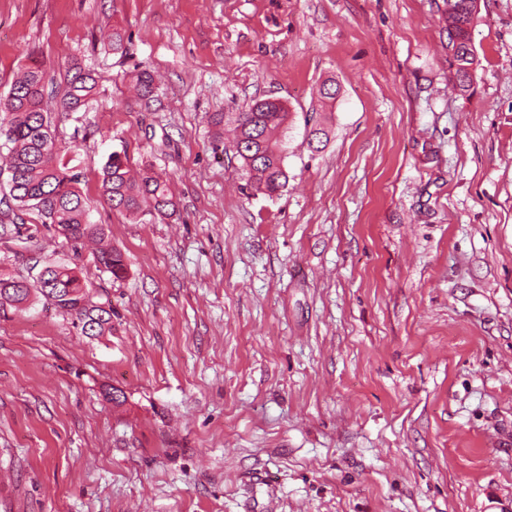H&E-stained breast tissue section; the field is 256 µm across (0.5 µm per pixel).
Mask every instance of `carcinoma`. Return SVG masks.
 Instances as JSON below:
<instances>
[{"instance_id": "cac0c4a2", "label": "carcinoma", "mask_w": 512, "mask_h": 512, "mask_svg": "<svg viewBox=\"0 0 512 512\" xmlns=\"http://www.w3.org/2000/svg\"><path fill=\"white\" fill-rule=\"evenodd\" d=\"M448 3V62L453 70V87H468L471 72L478 64L470 43L469 29L477 13V0H446ZM138 97L152 94L153 78L142 71L134 76ZM96 79L79 64H72L65 77V91L55 108L45 102L43 72L35 65L26 67L12 81L7 96L0 99V136L5 137L6 153L0 152L4 166L1 184L0 235L16 234L31 242L38 225L53 229L79 254L84 243L102 242L106 229L87 219L84 199L78 188L80 174L71 159L62 154L51 112H75L96 93ZM288 122V107L276 99L257 100L239 114L233 150L243 160L246 187L255 193L272 196L285 187V149L277 131ZM100 189L112 208L134 221L149 215L164 221L173 218L177 206L167 180L149 168L138 177L130 175L127 151H114L101 167ZM34 214L40 224H28ZM95 263L114 277L125 272L122 254L102 246L93 253ZM92 284L82 279L76 268L66 263L47 262V274L32 280L0 277V310L29 301L32 293L44 303L73 317V323L86 336H102L112 330V306L92 300Z\"/></svg>"}]
</instances>
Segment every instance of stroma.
<instances>
[{"label":"stroma","mask_w":512,"mask_h":512,"mask_svg":"<svg viewBox=\"0 0 512 512\" xmlns=\"http://www.w3.org/2000/svg\"><path fill=\"white\" fill-rule=\"evenodd\" d=\"M471 38L458 91L446 0H0V94L33 59L50 91L73 59L97 80L55 134L127 267L0 239V275L62 261L112 306L94 337L0 312V512H512V0ZM267 97L273 197L230 147ZM122 148L173 219L104 202Z\"/></svg>","instance_id":"obj_1"}]
</instances>
